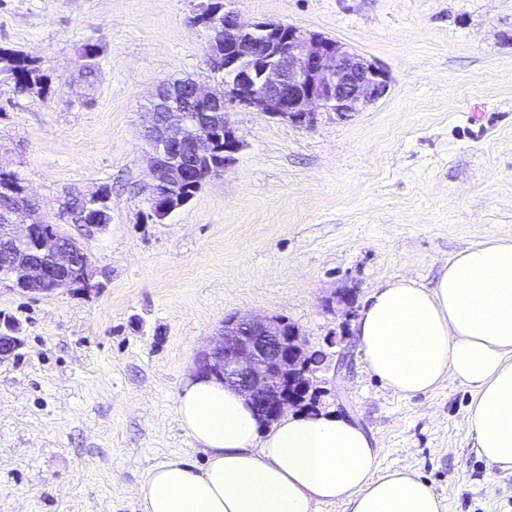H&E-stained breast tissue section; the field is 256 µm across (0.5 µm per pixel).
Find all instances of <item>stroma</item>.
Returning <instances> with one entry per match:
<instances>
[{
  "label": "stroma",
  "instance_id": "35a3bbf8",
  "mask_svg": "<svg viewBox=\"0 0 512 512\" xmlns=\"http://www.w3.org/2000/svg\"><path fill=\"white\" fill-rule=\"evenodd\" d=\"M211 2L0 0V50L40 76L21 92L0 74V163L80 240L99 284L0 287V326L23 341L0 363V512H140L154 468L203 467L177 395L208 337L243 313L283 317L331 351L319 408L371 435L380 469L419 475L443 512H512V470L475 452L469 388L400 396L367 371L354 332L384 281L429 286L459 251L512 240V0H233L244 21L345 43L387 70L389 91L311 129L235 108V164L160 220L145 107L167 79L220 87L197 21ZM104 192L109 223L85 234L74 204ZM341 292L350 306L327 309Z\"/></svg>",
  "mask_w": 512,
  "mask_h": 512
}]
</instances>
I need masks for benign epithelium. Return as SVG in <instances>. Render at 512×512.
<instances>
[{
    "label": "benign epithelium",
    "instance_id": "7a95c632",
    "mask_svg": "<svg viewBox=\"0 0 512 512\" xmlns=\"http://www.w3.org/2000/svg\"><path fill=\"white\" fill-rule=\"evenodd\" d=\"M197 22L212 37L211 68L227 79L218 90L193 84L197 108L191 112L175 97L172 82H160L153 93L146 194L160 220L234 162L241 142L228 121L229 108L241 106L310 128L320 109L346 119L389 90L383 67L321 33L273 20L246 23L223 5L211 7ZM3 216L1 286L38 295L100 287L81 244L50 224L22 187ZM21 345L14 331H0V361ZM319 366V355L306 348L297 326L251 314L224 319L196 360L198 373L241 393L265 425L290 408L306 403L314 408Z\"/></svg>",
    "mask_w": 512,
    "mask_h": 512
}]
</instances>
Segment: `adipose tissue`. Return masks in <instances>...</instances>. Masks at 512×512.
Segmentation results:
<instances>
[{
	"mask_svg": "<svg viewBox=\"0 0 512 512\" xmlns=\"http://www.w3.org/2000/svg\"><path fill=\"white\" fill-rule=\"evenodd\" d=\"M367 371L395 393H428L449 378L471 390L467 427L480 457L512 469V242L491 239L455 254L432 286L386 281L355 325ZM186 433L210 452L202 469L157 466L139 493L142 512H441L405 468L379 471L371 435L326 414H286L263 428L246 398L191 377L177 397Z\"/></svg>",
	"mask_w": 512,
	"mask_h": 512,
	"instance_id": "obj_1",
	"label": "adipose tissue"
}]
</instances>
